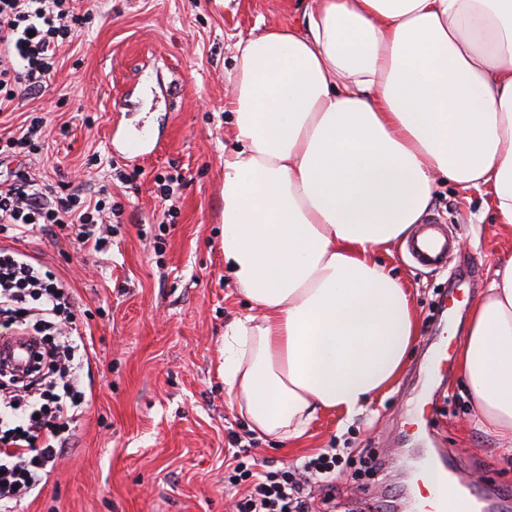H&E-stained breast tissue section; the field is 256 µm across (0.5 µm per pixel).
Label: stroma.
I'll use <instances>...</instances> for the list:
<instances>
[{"mask_svg": "<svg viewBox=\"0 0 512 512\" xmlns=\"http://www.w3.org/2000/svg\"><path fill=\"white\" fill-rule=\"evenodd\" d=\"M313 0H75L90 21L56 59L41 96L0 107V134L48 114L38 166L49 183L84 173L123 214L95 255L70 229L20 243L73 289L75 323L90 343L81 372L87 405L44 487L17 512H228L227 429L247 425L224 389V328L250 302L224 270V156L235 149L224 101L235 46L266 29L304 26ZM154 134L137 156L112 134ZM180 173L178 215L163 221L156 177ZM452 229L447 269L419 268L394 245L375 252L409 289L418 323L396 381L358 413L318 415L298 441L259 437L262 465L301 463L324 448L388 455L382 480L337 481L335 512L358 500L418 512V473L447 454L454 475L480 482L483 512H512V453L484 433L457 363L433 366L438 337L458 355L494 265L512 256L485 190L437 180L426 210Z\"/></svg>", "mask_w": 512, "mask_h": 512, "instance_id": "35a3bbf8", "label": "stroma"}]
</instances>
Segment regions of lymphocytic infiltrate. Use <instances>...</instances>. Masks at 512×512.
<instances>
[{"label": "lymphocytic infiltrate", "instance_id": "obj_1", "mask_svg": "<svg viewBox=\"0 0 512 512\" xmlns=\"http://www.w3.org/2000/svg\"><path fill=\"white\" fill-rule=\"evenodd\" d=\"M82 24L70 0H0V102L45 91L58 51ZM46 137L47 119L38 114L0 135V165H14L0 181V334L40 337L46 367L42 376L0 383V512H14L45 483L84 411L80 371L89 359L74 323L72 289L16 244L37 230L67 227L80 249L100 253L123 212L105 203L104 187L64 181L55 189L23 168L41 153ZM228 444L224 482L244 489L233 512H317L316 501H332L342 469L372 479L384 467L371 451L355 458L346 449L326 448L301 465L260 471L243 436L229 431Z\"/></svg>", "mask_w": 512, "mask_h": 512}]
</instances>
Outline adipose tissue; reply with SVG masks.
<instances>
[{
    "mask_svg": "<svg viewBox=\"0 0 512 512\" xmlns=\"http://www.w3.org/2000/svg\"><path fill=\"white\" fill-rule=\"evenodd\" d=\"M232 84L224 268L253 310L224 330V385L251 431L298 439L400 374L411 296L369 254L420 223L436 178L487 187L512 229V0H316L303 29L239 43ZM458 369L512 445V256Z\"/></svg>",
    "mask_w": 512,
    "mask_h": 512,
    "instance_id": "adipose-tissue-1",
    "label": "adipose tissue"
}]
</instances>
